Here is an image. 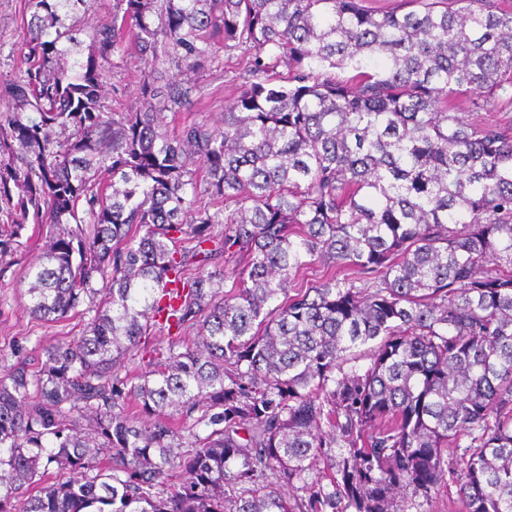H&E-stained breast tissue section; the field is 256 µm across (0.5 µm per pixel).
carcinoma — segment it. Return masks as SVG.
<instances>
[{"label": "carcinoma", "instance_id": "cac0c4a2", "mask_svg": "<svg viewBox=\"0 0 512 512\" xmlns=\"http://www.w3.org/2000/svg\"><path fill=\"white\" fill-rule=\"evenodd\" d=\"M27 5L0 76V251L55 226L27 308L95 315L0 374V512H408L445 482L512 512V116L455 111L475 89L471 111L512 108V10L113 0L83 59L91 0ZM129 47L171 75L114 112L102 78ZM242 47L221 123L160 131L200 93L180 75ZM317 261L334 271L296 283ZM155 331L174 340L131 372Z\"/></svg>", "mask_w": 512, "mask_h": 512}]
</instances>
